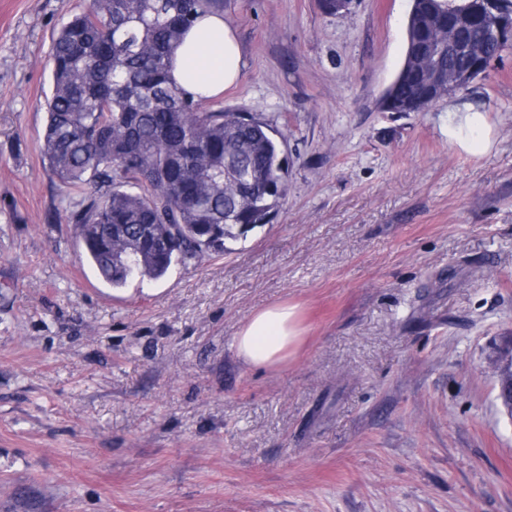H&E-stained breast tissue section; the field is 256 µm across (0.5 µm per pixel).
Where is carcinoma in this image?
I'll return each instance as SVG.
<instances>
[{"label": "carcinoma", "instance_id": "carcinoma-1", "mask_svg": "<svg viewBox=\"0 0 512 512\" xmlns=\"http://www.w3.org/2000/svg\"><path fill=\"white\" fill-rule=\"evenodd\" d=\"M468 0H415L404 61L380 102L416 112L428 88L407 69L426 47L441 75H462L470 58L449 48L432 14ZM223 0H90L52 39L53 69L41 139L45 169L64 195L61 218L82 254L114 289L157 280L209 250L269 223L287 191L276 133L235 109H205L169 81L185 29ZM467 44L497 57L504 45L482 26Z\"/></svg>", "mask_w": 512, "mask_h": 512}]
</instances>
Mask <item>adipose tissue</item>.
I'll list each match as a JSON object with an SVG mask.
<instances>
[{"label":"adipose tissue","instance_id":"ef3b65f1","mask_svg":"<svg viewBox=\"0 0 512 512\" xmlns=\"http://www.w3.org/2000/svg\"><path fill=\"white\" fill-rule=\"evenodd\" d=\"M242 74L237 35L223 14H202L187 31L169 68L171 82L187 94L217 97L234 86ZM448 143L469 154L489 151L496 139L486 112L475 103L455 102L448 107ZM298 306H266L253 313L239 329L233 347L244 364L274 369L297 353L304 341Z\"/></svg>","mask_w":512,"mask_h":512}]
</instances>
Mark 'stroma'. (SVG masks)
Segmentation results:
<instances>
[{
	"label": "stroma",
	"mask_w": 512,
	"mask_h": 512,
	"mask_svg": "<svg viewBox=\"0 0 512 512\" xmlns=\"http://www.w3.org/2000/svg\"><path fill=\"white\" fill-rule=\"evenodd\" d=\"M89 0H0V512H512V42L468 88L384 112L412 0H224L244 67L216 102L281 135L269 224L120 289L54 218L52 36ZM481 104L485 154L448 144ZM299 305L272 370L233 338ZM448 144L469 154H483L494 145L496 134L487 113L473 102L448 105ZM304 333L297 305H269L253 313L234 336L235 355L248 366L274 369L297 353ZM507 346L508 356H507V364L509 365V374L510 377L502 383L500 381V376L504 366H498L499 360L493 362V368L496 375H498V386L499 392L498 396L500 397L501 406L506 412V414L512 418V348H511V340L510 338H505L503 340L501 348Z\"/></svg>",
	"instance_id": "stroma-1"
}]
</instances>
